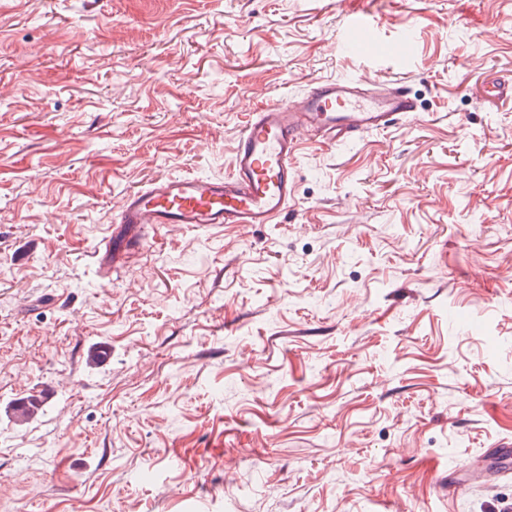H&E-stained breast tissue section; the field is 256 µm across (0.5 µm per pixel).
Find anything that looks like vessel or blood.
<instances>
[{"instance_id": "1", "label": "vessel or blood", "mask_w": 512, "mask_h": 512, "mask_svg": "<svg viewBox=\"0 0 512 512\" xmlns=\"http://www.w3.org/2000/svg\"><path fill=\"white\" fill-rule=\"evenodd\" d=\"M483 88L490 103L512 101L510 81L488 77ZM416 109L403 82L380 92L354 77L314 81L300 97L250 115L224 177L160 176L126 193L112 220L113 263L135 251L150 228L275 223L294 198L296 156L304 141L358 138L415 119Z\"/></svg>"}]
</instances>
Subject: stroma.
Here are the masks:
<instances>
[{
  "label": "stroma",
  "mask_w": 512,
  "mask_h": 512,
  "mask_svg": "<svg viewBox=\"0 0 512 512\" xmlns=\"http://www.w3.org/2000/svg\"><path fill=\"white\" fill-rule=\"evenodd\" d=\"M511 68L512 0H0V512H512ZM358 75L419 119L110 268L126 192ZM485 98L490 103L512 101V82L498 77H487L483 80Z\"/></svg>",
  "instance_id": "stroma-1"
}]
</instances>
